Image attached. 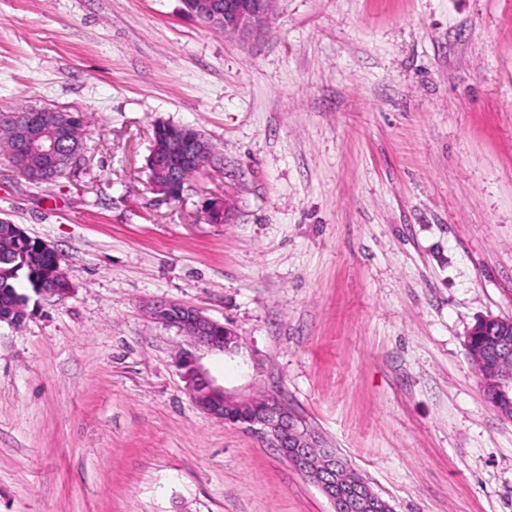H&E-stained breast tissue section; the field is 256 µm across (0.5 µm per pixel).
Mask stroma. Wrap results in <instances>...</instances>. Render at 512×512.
<instances>
[{
    "label": "stroma",
    "instance_id": "1",
    "mask_svg": "<svg viewBox=\"0 0 512 512\" xmlns=\"http://www.w3.org/2000/svg\"><path fill=\"white\" fill-rule=\"evenodd\" d=\"M85 113L80 170L0 153V218L70 293L0 324V512H332L278 449L192 400L280 395L393 512H512V420L465 349L512 318V0H272L228 34L180 0H0V111ZM222 162L154 191L158 123ZM230 218L211 223L204 202ZM151 314L160 322L175 326L180 332L188 336L194 344L202 345L208 350L224 354L234 352L228 347L229 343L236 341L233 331L207 316L197 309L177 303L169 302L159 304L152 308ZM225 340L227 343L225 344Z\"/></svg>",
    "mask_w": 512,
    "mask_h": 512
}]
</instances>
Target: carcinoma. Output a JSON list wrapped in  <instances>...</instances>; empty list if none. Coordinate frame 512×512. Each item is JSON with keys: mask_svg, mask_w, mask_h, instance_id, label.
Instances as JSON below:
<instances>
[{"mask_svg": "<svg viewBox=\"0 0 512 512\" xmlns=\"http://www.w3.org/2000/svg\"><path fill=\"white\" fill-rule=\"evenodd\" d=\"M86 121L81 112H8L0 113V148L26 175L34 168L52 169L58 177L72 172L64 164L37 159L19 160L16 148L25 130H38L62 144L84 151ZM68 288L70 284L54 252L38 253V239L18 233L12 222H0V312L27 306L30 294L41 295L44 288Z\"/></svg>", "mask_w": 512, "mask_h": 512, "instance_id": "obj_1", "label": "carcinoma"}]
</instances>
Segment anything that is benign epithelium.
<instances>
[{
	"label": "benign epithelium",
	"mask_w": 512,
	"mask_h": 512,
	"mask_svg": "<svg viewBox=\"0 0 512 512\" xmlns=\"http://www.w3.org/2000/svg\"><path fill=\"white\" fill-rule=\"evenodd\" d=\"M271 0H190L186 15L201 24L217 26L226 32L244 34L258 30V23L268 14ZM63 152L60 144L36 131L27 132L20 140L18 153L55 156ZM173 154H182L189 166L199 171L219 162L212 143L200 132L184 143L163 141L155 144L148 158L152 184L156 191L170 199L180 198L185 184L184 168L166 162ZM207 214L222 224L229 219L225 203L211 199ZM152 315L160 322L175 326L194 343L213 352L231 354L228 344L236 341L233 331L203 315L197 309L177 303L159 304ZM512 359V343L485 346L478 353L479 365L486 371L482 388L489 398L498 403L502 414L512 411V368L496 365L503 359ZM195 404L207 415L228 422L240 423L269 445L279 449L293 467L309 478L322 491L333 507V512H373L376 507L374 492L363 482L355 483L349 491H342L343 463L332 448L314 430L303 427L297 416L278 396L272 394L262 401L226 391L215 385L199 366L196 357L183 352L177 361Z\"/></svg>",
	"instance_id": "7a95c632"
}]
</instances>
